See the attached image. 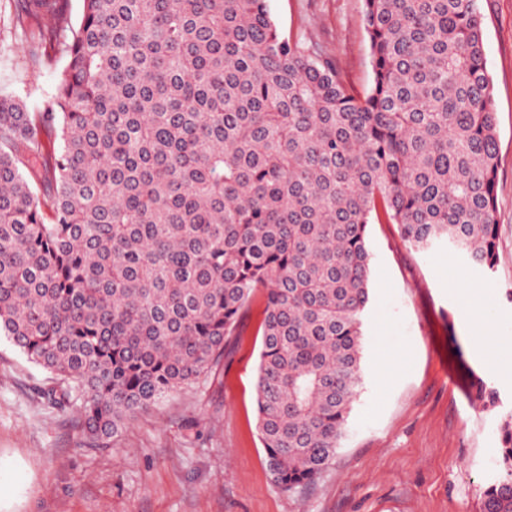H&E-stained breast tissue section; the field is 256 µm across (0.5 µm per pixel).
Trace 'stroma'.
<instances>
[{"mask_svg": "<svg viewBox=\"0 0 512 512\" xmlns=\"http://www.w3.org/2000/svg\"><path fill=\"white\" fill-rule=\"evenodd\" d=\"M497 112V261L492 275L438 245L418 252L373 224L363 388L321 477L278 487L256 428L262 299L200 383L128 418L99 448L78 444L48 373L0 335V512H480L512 418V0H479ZM0 8V95L41 111L64 54L32 67ZM286 37L371 87L364 0H268Z\"/></svg>", "mask_w": 512, "mask_h": 512, "instance_id": "stroma-1", "label": "stroma"}]
</instances>
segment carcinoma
<instances>
[{
  "mask_svg": "<svg viewBox=\"0 0 512 512\" xmlns=\"http://www.w3.org/2000/svg\"><path fill=\"white\" fill-rule=\"evenodd\" d=\"M26 0L67 64L40 112L0 96V333L98 442L207 377L264 297L258 431L313 483L362 385L368 226L491 270L498 138L479 0H364L373 85L283 37L268 0ZM481 512H512V421Z\"/></svg>",
  "mask_w": 512,
  "mask_h": 512,
  "instance_id": "obj_1",
  "label": "carcinoma"
}]
</instances>
